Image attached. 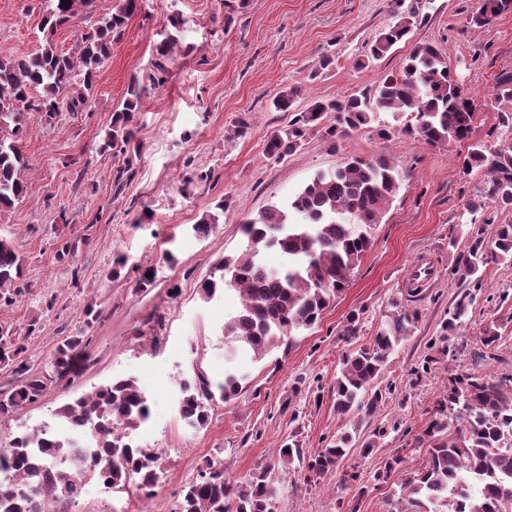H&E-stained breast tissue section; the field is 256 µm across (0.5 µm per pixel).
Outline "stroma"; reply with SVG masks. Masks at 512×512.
<instances>
[{"mask_svg": "<svg viewBox=\"0 0 512 512\" xmlns=\"http://www.w3.org/2000/svg\"><path fill=\"white\" fill-rule=\"evenodd\" d=\"M478 0H141L120 40L101 67L89 107L62 113L54 125L27 113L22 150L28 160V192L23 202L0 215V233L13 234L24 257L29 293L0 310V325L24 334L25 355L34 370L51 373V354L65 336H85L89 344L70 380L49 386L35 404L0 424V448L33 427L54 422L64 404L112 381L135 378L145 392L150 416L130 436L160 457V480L153 512H175L184 487L206 462L218 459L224 475L242 480L272 463L277 448L294 444L310 458L336 434L349 429L338 415L333 386L345 350L367 343L403 301L419 319L390 357L378 384L384 400L358 429L368 439L385 430L379 448L362 454L352 448L341 471H358L370 486L357 494L341 472L316 478L291 465L279 471V495L272 512H390L399 491L398 475L372 483L394 449L404 451L407 473L420 470L426 456L412 438L429 421L448 378L472 373L488 379L512 375V261L489 263L465 324L451 340L453 355L436 358L447 318L466 289L451 271L466 252L471 234L492 238L496 225L512 223V210L487 203L480 223H471L466 202L480 177L465 175L459 158L463 141L433 147L401 133L390 139L372 131L332 143L314 133L282 161L266 157L270 133L292 115L273 109L283 85L296 84L303 110L317 100L338 98L398 72L413 44L435 45L464 91L480 102L474 139L494 146L489 131L495 112L489 92L512 78V13L476 28L467 20ZM45 0H0V56H26L39 46ZM415 13L423 22L409 42L368 68L356 66L366 43L392 20L393 12ZM179 16V52L162 82L149 84L137 113L141 152L134 176L115 190L111 153L100 144L122 106L132 78L152 74V47ZM332 60L320 68L322 57ZM245 120V138L229 144L225 127ZM387 156L400 174V189L373 232V243L347 287L321 321L262 361L241 355L228 360L224 322L240 303L227 290L202 300L198 287L227 255L239 254L246 239L241 226L271 205L299 192L314 175L347 158ZM210 172L207 181L197 172ZM228 200L224 213L216 205ZM149 221H141L142 212ZM218 223L209 236L193 227L210 214ZM128 263L119 277L117 257ZM434 266L433 277L407 296V272L415 263ZM151 273L146 288L137 282ZM177 297H170L171 288ZM101 315L88 321L87 302ZM357 312V333L344 335L346 319ZM496 324L500 339L483 357L479 336ZM247 373L242 392L214 400L207 423L188 426L174 411L182 380L203 373L211 385L224 380L229 365ZM425 370L419 385L415 371Z\"/></svg>", "mask_w": 512, "mask_h": 512, "instance_id": "obj_1", "label": "stroma"}]
</instances>
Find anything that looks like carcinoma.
<instances>
[{"mask_svg":"<svg viewBox=\"0 0 512 512\" xmlns=\"http://www.w3.org/2000/svg\"><path fill=\"white\" fill-rule=\"evenodd\" d=\"M93 0H49L42 16L39 49L29 56L0 58V212L22 202L28 191L24 179L27 161L22 142L27 135L25 113L38 112L53 124L63 112H78L92 100L100 67L109 58L112 40L121 34L136 14L139 0H115L112 12L64 51L56 44L58 28L79 22ZM512 11V0H478L467 24L483 27ZM416 24L415 15H400L369 45L356 66L364 69L384 57ZM178 40L168 34L153 45L154 71L164 73L174 61ZM144 85L134 79L128 85L121 109L112 115L102 149L112 151L119 166L113 183L121 189L131 179L133 161L140 144L135 139L134 120ZM301 89L283 88L274 98L282 112L293 109ZM489 106L496 110L499 143L492 149L477 140L459 158L461 169L477 175L485 186L468 201L471 223L491 200L503 210H512V79L499 83L490 93ZM477 103L457 90L452 71L431 44L415 46L405 58L401 72L384 76L342 99L320 100L297 113L275 130L265 144L267 157L280 161L295 152L313 131L331 143L353 132L370 129L375 116L390 112L412 116L402 132L417 134L433 146L471 138ZM400 176L384 155L365 160L358 157L336 168L317 173L293 198L272 205L242 225L244 250L217 263L199 286L204 300L224 287L240 295L237 314L224 322V340L229 358L241 349L263 360L285 343L318 324L322 313L345 287L372 244V231L399 189ZM276 250L286 261L278 268L267 266L263 257ZM497 260H512V224L497 225L494 240L487 244L472 236L457 272L482 288L483 268ZM24 257L13 240L0 235V306H12L25 294L18 283ZM473 296L464 293L448 312L438 336L442 356L449 354L448 340L468 313ZM392 314L368 344L345 351L338 361L334 386L336 413L360 420L373 416L383 402L376 380L390 356L418 320L398 301ZM25 337L0 325V366L19 377V384L0 399V420L20 408L36 403L53 383V376H67L82 346L80 336H66L52 352L54 375L28 376L21 354ZM244 376L234 370L224 373V383L214 393L203 375L181 384L182 417L192 426L208 420L207 403L226 402L243 389ZM54 416L82 428L89 422L102 432V451L112 455L107 478L112 490L121 492L136 481L154 495L157 484L155 454L114 434L122 428L136 429L149 416L147 398L133 378L119 379L58 408ZM352 431H344L310 460L299 449L284 445L276 461L244 481L224 477L219 461L206 462L199 479L183 490L179 512H270L278 492L279 469L297 461L308 473L321 477L338 469L355 445ZM34 438L17 437L11 447L0 449V512H70L80 493L76 477L94 470L77 469L72 477H60L51 467L56 445ZM426 449V465L401 481L399 499L404 506L393 512H512V377L486 380L467 374L449 379L444 398L434 408L431 421L414 437Z\"/></svg>","mask_w":512,"mask_h":512,"instance_id":"cac0c4a2","label":"carcinoma"}]
</instances>
